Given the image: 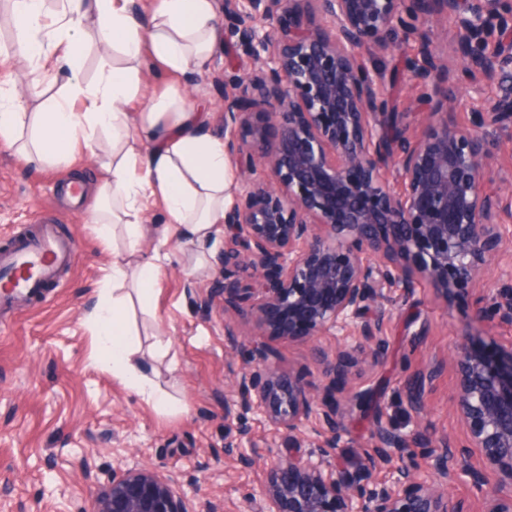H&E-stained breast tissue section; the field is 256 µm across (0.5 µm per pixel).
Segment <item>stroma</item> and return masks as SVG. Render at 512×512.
I'll return each instance as SVG.
<instances>
[{
  "label": "stroma",
  "mask_w": 512,
  "mask_h": 512,
  "mask_svg": "<svg viewBox=\"0 0 512 512\" xmlns=\"http://www.w3.org/2000/svg\"><path fill=\"white\" fill-rule=\"evenodd\" d=\"M229 35L203 71L173 73L149 61L139 73L140 92L128 112L144 111L153 96L175 90L206 114L204 129L224 134V84L253 71L252 59L236 55ZM434 51L455 79L458 95L448 117L468 124L473 108L498 95L496 87L475 91L462 75L454 51V23L432 27L428 41L400 34L384 54L367 56V64L386 68ZM25 47L12 25L0 26V83L19 98L59 95L64 79L48 71L24 69ZM486 137L495 188L512 189V125L488 128ZM107 156L106 142L81 148L65 163H28L0 140V248L20 228L57 222L76 244V261L41 297L13 311L0 326V512H76L87 485L75 464L87 456L98 466L130 461L178 473L202 494L223 499L224 512H255L250 495L258 489L263 462L270 453H287L293 442L285 428L271 424L261 411L248 415L249 438L243 443L250 466L224 456V407L237 399L234 375L254 346L275 356L286 378L324 386L323 363L337 346L349 351L345 375L336 380V399L345 430L337 440L340 463L356 472L370 453L371 435L382 426L405 439L411 460L430 476L429 449L415 436L427 429L453 449H467L468 463L484 483L499 480L485 467L477 449L467 448V431L453 411L459 371L452 350L465 329H474L472 348L512 350V322L474 325L476 289L443 291L426 281L391 289L392 314L382 329L383 348L353 335L288 338L261 326L255 312L225 309L214 296L217 275L212 263L196 265L194 248L170 225L161 198H150L141 215V250L161 256L163 276L152 311L137 313L143 350L164 345L166 354L152 366L155 379L186 410L163 414L102 370L91 358L92 343L84 325L86 306L104 287L111 253L97 243L92 193ZM88 191L83 201L66 195L69 184ZM238 323L240 334H224L225 320ZM425 384H418L419 375ZM421 385L423 418L408 406V390Z\"/></svg>",
  "instance_id": "35a3bbf8"
}]
</instances>
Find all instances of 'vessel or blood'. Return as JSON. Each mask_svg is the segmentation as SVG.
I'll return each mask as SVG.
<instances>
[{"instance_id":"b4317fda","label":"vessel or blood","mask_w":512,"mask_h":512,"mask_svg":"<svg viewBox=\"0 0 512 512\" xmlns=\"http://www.w3.org/2000/svg\"><path fill=\"white\" fill-rule=\"evenodd\" d=\"M76 254L75 244L51 221L37 238H17L10 250L0 251V310L15 309L18 302L55 282Z\"/></svg>"}]
</instances>
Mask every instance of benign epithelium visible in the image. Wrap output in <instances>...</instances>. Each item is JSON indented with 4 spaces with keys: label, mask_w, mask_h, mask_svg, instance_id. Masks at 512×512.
<instances>
[{
    "label": "benign epithelium",
    "mask_w": 512,
    "mask_h": 512,
    "mask_svg": "<svg viewBox=\"0 0 512 512\" xmlns=\"http://www.w3.org/2000/svg\"><path fill=\"white\" fill-rule=\"evenodd\" d=\"M262 15L272 31L257 29ZM327 25L316 23V17ZM452 18L456 48L473 88L512 83V0H224V25L234 46L263 66L224 87V150L240 173L263 162L267 181L231 179L224 210V250L214 259L224 301L257 308L275 333L314 336L353 331L379 343L390 310L384 290L428 279L445 290L483 281L488 262L503 259L512 238V194L486 189L493 180L485 129L512 121V95L486 100L463 128L444 108L455 95L437 56L405 63L406 78L428 105L417 139L405 129L388 138L390 74L363 61L366 50H389L401 30L422 34ZM397 159L402 189L382 170ZM512 321V266L500 268L490 301L475 303L474 321ZM472 334L458 337L460 368L453 400L471 447L499 473L490 488L444 445L431 455L428 481L391 432L374 435L376 452L362 474L347 475L336 434L344 429L336 393L322 395L282 380L274 357L259 351L237 372L238 399L224 409V455L243 463V418L262 410L298 432L318 407L332 435L309 455L269 457L260 512H462L448 484L471 478L484 512H512V359L472 353ZM392 467V481H370ZM79 468L90 492L78 512H224V501L188 494L179 476L139 464Z\"/></svg>",
    "instance_id": "benign-epithelium-1"
}]
</instances>
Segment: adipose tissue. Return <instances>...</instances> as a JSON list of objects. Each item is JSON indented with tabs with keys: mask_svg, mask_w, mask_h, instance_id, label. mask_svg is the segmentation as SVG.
<instances>
[{
	"mask_svg": "<svg viewBox=\"0 0 512 512\" xmlns=\"http://www.w3.org/2000/svg\"><path fill=\"white\" fill-rule=\"evenodd\" d=\"M10 0L9 15L22 34L31 70L65 72L63 93L15 104L0 87V138L24 161H67L75 147L110 136V155L95 188L92 215L101 244L112 251L111 287L101 289L84 322L97 358L113 377L146 403L166 414L184 404L164 392L139 367L142 349L133 337L128 308L152 304L162 266L141 253L140 214L148 196L163 199L170 224L201 245L221 232L230 197L223 139L203 130L204 115L179 93L160 96L130 120L125 104L135 96L145 55L167 69L185 71L204 64L218 39L214 0H151L143 18L119 0ZM95 25L122 66L102 71L97 82L80 78L88 25Z\"/></svg>",
	"mask_w": 512,
	"mask_h": 512,
	"instance_id": "ef3b65f1",
	"label": "adipose tissue"
}]
</instances>
